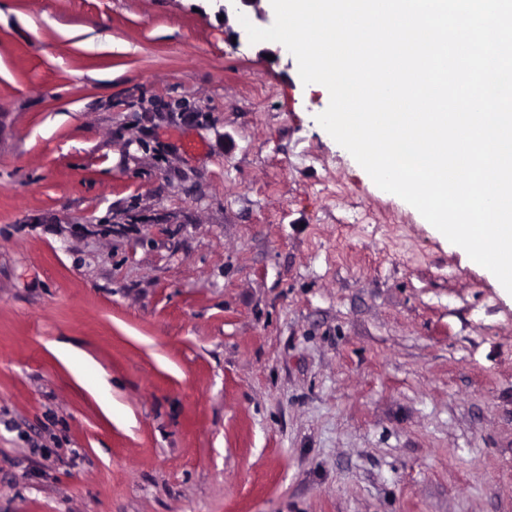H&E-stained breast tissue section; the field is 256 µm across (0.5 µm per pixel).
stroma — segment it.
Returning <instances> with one entry per match:
<instances>
[{"mask_svg": "<svg viewBox=\"0 0 512 512\" xmlns=\"http://www.w3.org/2000/svg\"><path fill=\"white\" fill-rule=\"evenodd\" d=\"M241 21L0 0V512H512V294Z\"/></svg>", "mask_w": 512, "mask_h": 512, "instance_id": "obj_1", "label": "stroma"}]
</instances>
